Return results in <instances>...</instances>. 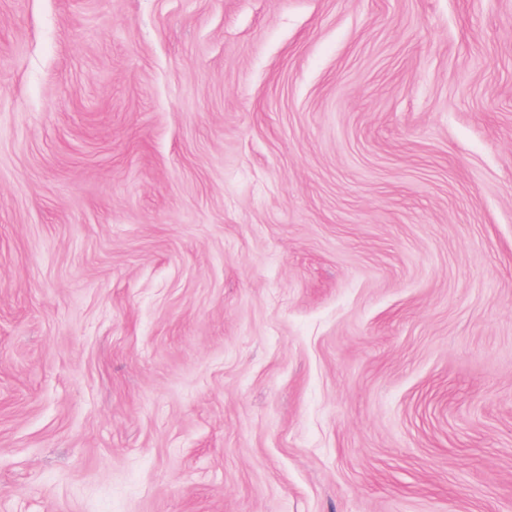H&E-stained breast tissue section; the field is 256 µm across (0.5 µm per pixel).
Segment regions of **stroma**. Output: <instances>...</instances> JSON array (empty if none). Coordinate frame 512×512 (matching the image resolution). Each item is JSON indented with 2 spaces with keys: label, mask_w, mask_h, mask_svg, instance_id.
Returning <instances> with one entry per match:
<instances>
[{
  "label": "stroma",
  "mask_w": 512,
  "mask_h": 512,
  "mask_svg": "<svg viewBox=\"0 0 512 512\" xmlns=\"http://www.w3.org/2000/svg\"><path fill=\"white\" fill-rule=\"evenodd\" d=\"M0 512H512V0H0Z\"/></svg>",
  "instance_id": "obj_1"
}]
</instances>
